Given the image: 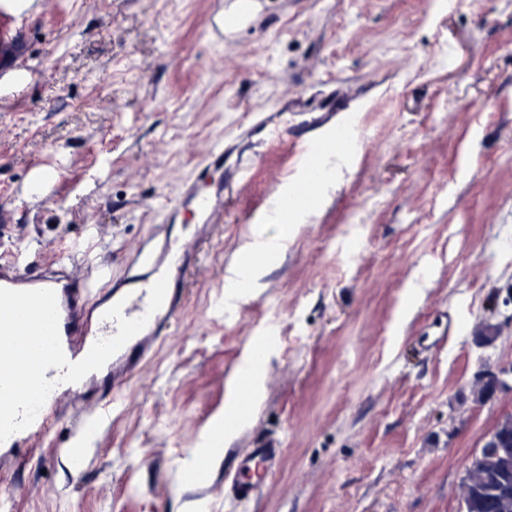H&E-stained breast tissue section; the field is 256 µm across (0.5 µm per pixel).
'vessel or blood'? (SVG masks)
<instances>
[{
	"instance_id": "1",
	"label": "vessel or blood",
	"mask_w": 512,
	"mask_h": 512,
	"mask_svg": "<svg viewBox=\"0 0 512 512\" xmlns=\"http://www.w3.org/2000/svg\"><path fill=\"white\" fill-rule=\"evenodd\" d=\"M237 2L232 17H225L220 10L214 13L209 27L213 42L223 43L235 25L248 19L257 0ZM335 136L336 115L324 113L319 120L308 124L302 136L294 139L297 159L305 160L314 141L327 142ZM225 154L223 143H216L183 180L175 200L164 207V223L155 225L135 251L132 264L137 268L136 273L115 275L111 264L99 261L89 250L84 253L85 273L80 277L70 274L63 265L33 271L17 260L0 258V288L55 292L60 341L69 361L82 360L95 341L117 334L116 322L104 317L114 304H121L126 318L148 319L145 327L101 369L88 373L79 382H64L61 370L49 368L45 377L54 381L55 386L34 422L0 443L1 464L14 460L22 448L44 439L55 424L67 418L79 421L71 434V447H84L89 426L105 424L130 381L176 326L188 291L187 275L195 264L198 246L207 239L212 225L224 221V193L229 181L242 180L251 167L250 161H238L232 178H225ZM185 213L191 215L195 230L192 236L177 243L172 239L173 226ZM163 276L168 279L165 300L159 310L148 313L149 290ZM282 453L280 444L269 440L245 449L236 465L224 473V480L230 485L229 501L238 506L250 505L272 478Z\"/></svg>"
}]
</instances>
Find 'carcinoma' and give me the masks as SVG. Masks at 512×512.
I'll list each match as a JSON object with an SVG mask.
<instances>
[{
  "label": "carcinoma",
  "instance_id": "cac0c4a2",
  "mask_svg": "<svg viewBox=\"0 0 512 512\" xmlns=\"http://www.w3.org/2000/svg\"><path fill=\"white\" fill-rule=\"evenodd\" d=\"M503 474L512 486V454L507 458L482 452L481 462L468 468L464 483L462 512H512V500L503 504L494 493L492 475Z\"/></svg>",
  "mask_w": 512,
  "mask_h": 512
}]
</instances>
